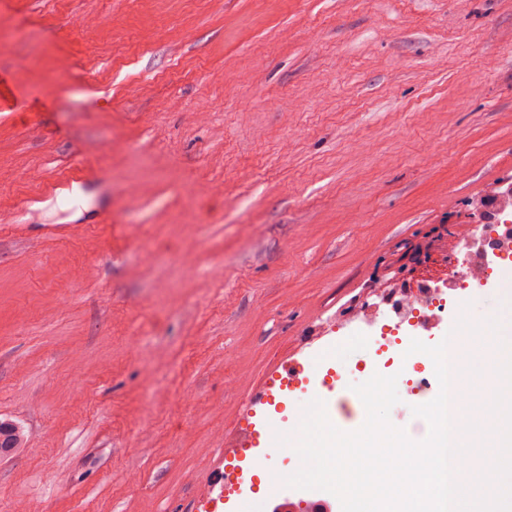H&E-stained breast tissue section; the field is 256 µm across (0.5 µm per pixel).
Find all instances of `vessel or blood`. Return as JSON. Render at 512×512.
I'll list each match as a JSON object with an SVG mask.
<instances>
[{
    "mask_svg": "<svg viewBox=\"0 0 512 512\" xmlns=\"http://www.w3.org/2000/svg\"><path fill=\"white\" fill-rule=\"evenodd\" d=\"M327 352V347L321 346L281 361L274 373L244 402L250 420L249 431L239 436L233 452L222 449L217 454L221 460L230 454L245 457L247 471L265 473L269 497H278L286 491L280 479L286 474L289 453L287 448L275 442L276 434L284 430L278 415L280 408L298 412L309 401L318 398L332 410L350 396L351 385L365 380L364 374L344 369L334 377H327L324 372ZM223 502V483H210L197 500L194 512H219Z\"/></svg>",
    "mask_w": 512,
    "mask_h": 512,
    "instance_id": "obj_1",
    "label": "vessel or blood"
}]
</instances>
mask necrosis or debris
<instances>
[{"mask_svg":"<svg viewBox=\"0 0 512 512\" xmlns=\"http://www.w3.org/2000/svg\"><path fill=\"white\" fill-rule=\"evenodd\" d=\"M497 278V287H487L489 278ZM448 281L451 291L443 287L415 288L393 295L389 303L394 310L393 318L397 323L417 326L430 314H447L449 296L463 301L469 311L477 313L479 321L498 317L502 327L499 335L483 333L479 336H467L462 347L454 351L450 363L456 368L454 380L457 385L458 401L451 405L450 411L455 422L473 418L482 425L493 422L484 409L500 381L493 372L502 353L497 340L512 343V226L496 223L490 226L474 225L471 234L462 240L455 256L448 264ZM364 320V333L370 338L369 353L360 358L355 348H348L341 357V364L362 372L365 375L388 374L394 367L402 369L417 368L418 363L404 355L394 330L381 329L384 314H373L364 308L359 312ZM477 364L481 373L470 377L465 368L468 364ZM439 384L434 373L408 378L401 393V401L395 407L397 419L402 420L403 428L409 438L423 440L428 432L427 422L412 414L414 398L418 395L436 396Z\"/></svg>","mask_w":512,"mask_h":512,"instance_id":"4bbe7bcc","label":"necrosis or debris"}]
</instances>
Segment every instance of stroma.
<instances>
[{"label":"stroma","mask_w":512,"mask_h":512,"mask_svg":"<svg viewBox=\"0 0 512 512\" xmlns=\"http://www.w3.org/2000/svg\"><path fill=\"white\" fill-rule=\"evenodd\" d=\"M510 29L512 0H0V512H189L277 361L447 276L512 176Z\"/></svg>","instance_id":"obj_1"}]
</instances>
